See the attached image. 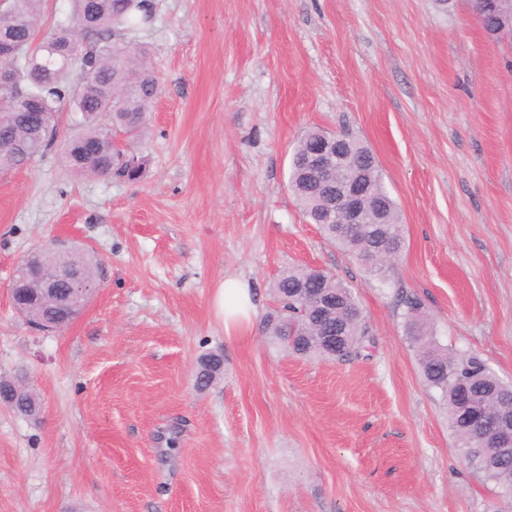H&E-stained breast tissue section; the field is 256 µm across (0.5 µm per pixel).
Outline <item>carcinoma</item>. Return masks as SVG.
<instances>
[{
    "label": "carcinoma",
    "instance_id": "cac0c4a2",
    "mask_svg": "<svg viewBox=\"0 0 512 512\" xmlns=\"http://www.w3.org/2000/svg\"><path fill=\"white\" fill-rule=\"evenodd\" d=\"M43 0H10L9 26L0 43L16 49L9 62L0 58V173L26 166L54 146L57 117L68 100L76 114V133L64 140L61 159L69 171L103 179L135 182L143 178L148 160L127 156L132 139L145 131L158 94L154 74L142 62L145 52L125 44L119 36L152 20L150 0H68L64 22L43 36L38 28ZM326 131L305 130L293 146L288 189L311 224L320 226L331 241L340 243L369 273L380 274L391 263L385 252L400 251L403 225L396 201L387 190L371 149L345 133L342 171L365 176L369 223L355 231L329 217L330 189L311 175L312 153ZM42 265L75 267L84 284L93 286L98 262L83 250L64 256H40ZM274 307L263 322V333L292 354L327 361L357 358L371 344L370 331L352 289L317 269L293 266L283 271L272 288ZM329 298L333 307L321 315L314 295ZM65 308L56 296L36 292L17 304V311L33 325L61 328L81 310ZM407 336L414 344L427 383L440 391L448 422L466 463L512 498V451L495 448L470 426L459 397L467 395L490 418L503 410V397L512 400L505 383L478 355L448 352L441 346L415 297L405 300ZM223 362L210 355L200 363V387L209 386ZM33 392L20 386L15 409L32 415Z\"/></svg>",
    "mask_w": 512,
    "mask_h": 512
}]
</instances>
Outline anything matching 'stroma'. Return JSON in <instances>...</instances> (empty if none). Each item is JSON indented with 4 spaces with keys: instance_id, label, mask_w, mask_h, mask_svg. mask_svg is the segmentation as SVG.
<instances>
[{
    "instance_id": "1",
    "label": "stroma",
    "mask_w": 512,
    "mask_h": 512,
    "mask_svg": "<svg viewBox=\"0 0 512 512\" xmlns=\"http://www.w3.org/2000/svg\"><path fill=\"white\" fill-rule=\"evenodd\" d=\"M154 2L129 35L158 81L144 178L73 175L56 148L0 175V374L41 404L0 405V512H505L459 455L401 299L512 382V38L471 0ZM313 127L362 139L399 206L385 278L288 189ZM57 239L95 251L97 290L43 332L12 277ZM301 264L354 290L365 356L303 360L263 335L272 281ZM230 278L257 313L229 334L213 296ZM209 353L224 372L201 390Z\"/></svg>"
}]
</instances>
